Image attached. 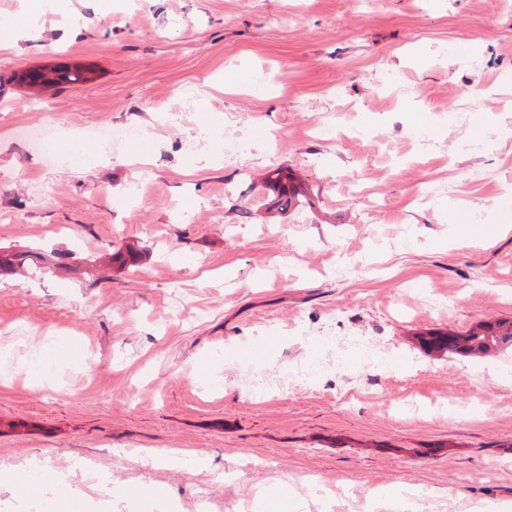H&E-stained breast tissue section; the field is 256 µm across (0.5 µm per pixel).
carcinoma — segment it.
Returning <instances> with one entry per match:
<instances>
[{
    "label": "carcinoma",
    "instance_id": "1",
    "mask_svg": "<svg viewBox=\"0 0 512 512\" xmlns=\"http://www.w3.org/2000/svg\"><path fill=\"white\" fill-rule=\"evenodd\" d=\"M14 78L32 89L76 84L87 80L86 71L69 68L28 69L15 74ZM263 187L269 196L267 209L278 214L295 210L306 196L305 186L287 169L279 166L272 167L266 172ZM29 259L36 265L45 264V260L36 255L31 257L24 253H12L7 249H1L0 272L20 269ZM420 344L429 352L450 356L473 357L475 351L490 348L500 354L512 349V318L479 322L461 332L451 329L430 331L420 338Z\"/></svg>",
    "mask_w": 512,
    "mask_h": 512
}]
</instances>
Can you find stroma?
Here are the masks:
<instances>
[{
	"label": "stroma",
	"instance_id": "obj_1",
	"mask_svg": "<svg viewBox=\"0 0 512 512\" xmlns=\"http://www.w3.org/2000/svg\"><path fill=\"white\" fill-rule=\"evenodd\" d=\"M509 191L512 0H44L0 49V247L54 258L0 276V512L78 465V512H512V354L415 339L512 317ZM87 71L69 68L28 69L14 75V78L29 88L43 89L61 84H76L87 80ZM263 187L270 197L267 209L278 214H288L302 204L307 189L283 167L270 168L264 177Z\"/></svg>",
	"mask_w": 512,
	"mask_h": 512
}]
</instances>
